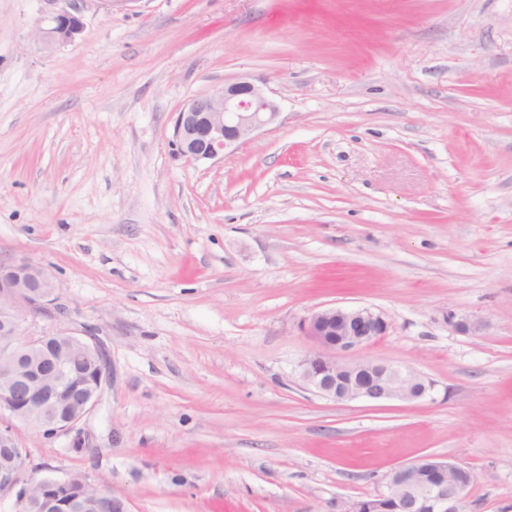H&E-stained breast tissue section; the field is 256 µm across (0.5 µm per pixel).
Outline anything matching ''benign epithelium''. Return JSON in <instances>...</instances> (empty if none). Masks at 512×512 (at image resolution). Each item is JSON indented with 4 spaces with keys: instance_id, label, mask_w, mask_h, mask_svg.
<instances>
[{
    "instance_id": "obj_1",
    "label": "benign epithelium",
    "mask_w": 512,
    "mask_h": 512,
    "mask_svg": "<svg viewBox=\"0 0 512 512\" xmlns=\"http://www.w3.org/2000/svg\"><path fill=\"white\" fill-rule=\"evenodd\" d=\"M52 17L38 35L47 44L75 42L84 31L78 0ZM279 106L259 86L245 80L189 100L178 112L173 145L183 157L214 160L254 132L277 123ZM58 284L39 263L18 258L0 266V499L14 498V512H48L52 502L31 496L34 486H63L64 477L27 475V453L16 432L21 425L46 438L71 432L99 402L107 361L93 341L70 328L35 334L32 319L47 313L58 301ZM301 332L313 344L299 365L302 384L337 403L351 401L417 402L431 395L435 383L426 376L389 362L347 360L357 350L386 334L385 319L368 308L328 307L302 321ZM62 338L67 346L91 355L96 376L88 389L67 390L66 420L59 418L61 386L68 383L72 362L65 352L50 359L55 384L41 380L42 353L47 343ZM463 467L427 455L393 468L386 489L376 495L336 505L337 512H462L469 484L452 476Z\"/></svg>"
}]
</instances>
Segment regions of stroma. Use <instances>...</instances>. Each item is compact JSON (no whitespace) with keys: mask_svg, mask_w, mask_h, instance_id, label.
<instances>
[{"mask_svg":"<svg viewBox=\"0 0 512 512\" xmlns=\"http://www.w3.org/2000/svg\"><path fill=\"white\" fill-rule=\"evenodd\" d=\"M66 7L0 0V261L49 270L67 313L33 331L92 330L108 381L69 434L19 429L32 471L127 512H336L431 454L466 512H512V0H85L45 46ZM240 78L278 123L176 155L183 105ZM332 306L432 396L308 390ZM74 6L70 10H62L52 17L46 28H39L38 35L47 44L64 45L75 42L84 31V23L80 8L76 2L85 0H69Z\"/></svg>","mask_w":512,"mask_h":512,"instance_id":"stroma-1","label":"stroma"}]
</instances>
